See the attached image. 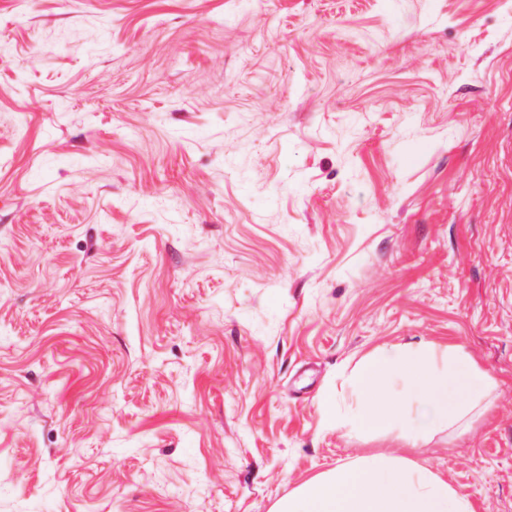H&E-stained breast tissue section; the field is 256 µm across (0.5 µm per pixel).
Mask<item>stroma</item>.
<instances>
[{"mask_svg": "<svg viewBox=\"0 0 512 512\" xmlns=\"http://www.w3.org/2000/svg\"><path fill=\"white\" fill-rule=\"evenodd\" d=\"M490 385L329 426L380 349ZM393 453L512 512V0H0V512H270Z\"/></svg>", "mask_w": 512, "mask_h": 512, "instance_id": "obj_1", "label": "stroma"}]
</instances>
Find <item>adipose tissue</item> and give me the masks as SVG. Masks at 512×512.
Returning a JSON list of instances; mask_svg holds the SVG:
<instances>
[{
	"instance_id": "1",
	"label": "adipose tissue",
	"mask_w": 512,
	"mask_h": 512,
	"mask_svg": "<svg viewBox=\"0 0 512 512\" xmlns=\"http://www.w3.org/2000/svg\"><path fill=\"white\" fill-rule=\"evenodd\" d=\"M402 378L409 396L422 399L411 414L400 400L381 401L380 386ZM486 372L462 358L440 356L426 345L386 350L358 369L357 408L339 414L331 396L321 404L328 424H359L372 430L400 425L426 431L457 417L465 404L489 384ZM272 512H470L467 498L438 473L410 460L379 453L329 469L292 489Z\"/></svg>"
}]
</instances>
